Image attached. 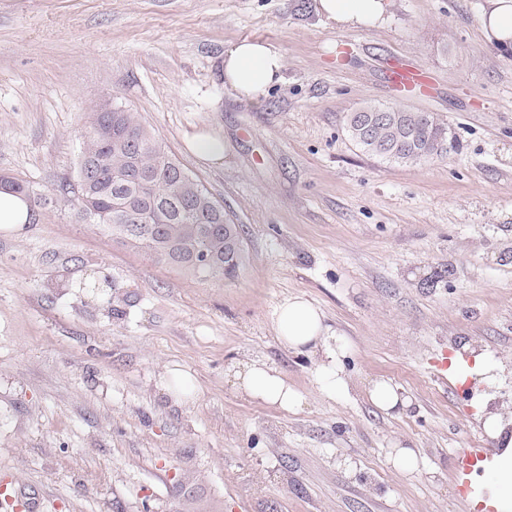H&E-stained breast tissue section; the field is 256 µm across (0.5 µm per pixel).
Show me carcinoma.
Listing matches in <instances>:
<instances>
[{"instance_id": "carcinoma-1", "label": "carcinoma", "mask_w": 512, "mask_h": 512, "mask_svg": "<svg viewBox=\"0 0 512 512\" xmlns=\"http://www.w3.org/2000/svg\"><path fill=\"white\" fill-rule=\"evenodd\" d=\"M347 130L365 154L414 164L448 154V124L432 112L367 104L347 117ZM75 179L86 176L80 194L59 195L95 224L156 261L204 280L235 277L244 265L242 225L192 178L135 113L91 108ZM4 183L33 203L43 195L26 181Z\"/></svg>"}]
</instances>
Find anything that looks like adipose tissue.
Wrapping results in <instances>:
<instances>
[{"label":"adipose tissue","mask_w":512,"mask_h":512,"mask_svg":"<svg viewBox=\"0 0 512 512\" xmlns=\"http://www.w3.org/2000/svg\"><path fill=\"white\" fill-rule=\"evenodd\" d=\"M388 0H317L316 8L327 22L338 26H372L383 23ZM285 59L272 45L243 40L224 53V83L253 105H262L271 89L283 79ZM278 339L295 354L314 365L313 378L321 392H346L348 384L337 364L342 344L330 334L317 308L300 296L280 303L274 311ZM236 387L250 398L292 409L300 396L266 363L253 361L235 372ZM485 431L496 442V453L482 482L486 503L494 512H512V429L501 416L491 414Z\"/></svg>","instance_id":"obj_1"}]
</instances>
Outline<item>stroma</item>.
<instances>
[{
  "instance_id": "35a3bbf8",
  "label": "stroma",
  "mask_w": 512,
  "mask_h": 512,
  "mask_svg": "<svg viewBox=\"0 0 512 512\" xmlns=\"http://www.w3.org/2000/svg\"><path fill=\"white\" fill-rule=\"evenodd\" d=\"M490 7L390 0L384 23L337 28L316 0H0V173L53 199L0 233V476L40 512H478L453 458L488 443L487 407L512 415V45L485 36ZM243 39L285 57L260 107L224 86ZM397 58L430 74V95L381 78ZM103 101L242 225L237 278L157 263L56 198ZM368 103L437 113L454 149L413 165L364 154L346 117ZM203 127L230 146L222 166L183 149ZM291 296L340 338L349 393H320L278 341ZM459 354L493 363L490 384H439ZM247 360L301 405L239 392ZM378 380L408 407H375ZM398 448L418 471L392 465Z\"/></svg>"
}]
</instances>
